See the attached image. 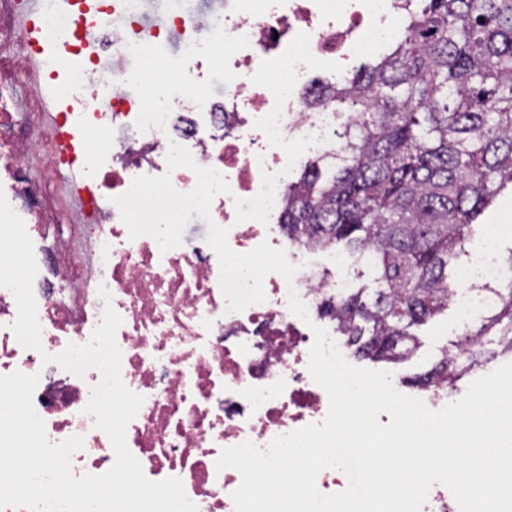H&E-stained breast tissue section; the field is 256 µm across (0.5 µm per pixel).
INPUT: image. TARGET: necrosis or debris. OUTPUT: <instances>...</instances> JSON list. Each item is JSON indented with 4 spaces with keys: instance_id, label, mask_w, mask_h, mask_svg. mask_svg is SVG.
<instances>
[{
    "instance_id": "necrosis-or-debris-1",
    "label": "necrosis or debris",
    "mask_w": 512,
    "mask_h": 512,
    "mask_svg": "<svg viewBox=\"0 0 512 512\" xmlns=\"http://www.w3.org/2000/svg\"><path fill=\"white\" fill-rule=\"evenodd\" d=\"M393 0H166V19L144 31V0H104L94 20L82 15L59 19L48 10L40 18L45 40L67 44L80 66L68 73L57 93L75 98L72 117L100 135L74 157L51 151L54 168L88 170L89 197L124 194L139 175H170L182 193L196 185L193 170L169 169L170 143L187 148L198 166L226 179L228 192L211 204L212 220L228 228L230 247L239 253L261 242L287 250L284 232L270 222L283 212L288 169L295 157L316 153L335 157L339 132L336 110L324 104L300 106V92H317L315 73L323 62L374 53L397 35L390 18ZM178 37V64L169 106L146 105L127 94L130 60L148 66L146 39L163 45ZM99 46L85 56L84 45ZM222 46V97H215L197 62L201 49ZM10 80L0 77V191L7 200L25 193V157L42 134L16 131ZM82 227L86 252L102 260L96 282L59 259L51 277L37 275L33 292L42 328L41 350L18 342L12 325L18 308L0 288V375H38L33 405L50 442L84 439L71 460L74 476L108 471L115 454L107 434L86 413L101 373L76 375L44 364L43 353L90 342L105 307L121 316L116 333L121 378L144 402L126 429V442L152 481L180 478L198 512H235L233 492L241 484L233 468L217 469L223 449L253 442L267 448L278 436L322 422L329 409L326 391L309 373L312 330L288 307L296 289L309 315L321 294L346 293L350 254L333 255L336 275L323 278L304 257L289 253L299 270L293 283L277 273L263 282L264 302L240 312L227 309L219 284L216 253L198 239L161 252L148 235L130 238L118 208L88 211ZM451 302L461 322L497 303L504 271L497 236L460 264ZM109 299H102L99 286Z\"/></svg>"
}]
</instances>
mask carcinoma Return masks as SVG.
Returning <instances> with one entry per match:
<instances>
[{
    "label": "carcinoma",
    "mask_w": 512,
    "mask_h": 512,
    "mask_svg": "<svg viewBox=\"0 0 512 512\" xmlns=\"http://www.w3.org/2000/svg\"><path fill=\"white\" fill-rule=\"evenodd\" d=\"M397 0L404 34L376 64L324 85L310 106L352 108L334 173L307 164L288 183L281 223L304 250L343 246L378 288L322 298L346 346L399 362L413 328L448 309L452 269L470 227L512 184V0ZM479 327L413 383L450 387L478 364L512 355V276Z\"/></svg>",
    "instance_id": "carcinoma-1"
}]
</instances>
